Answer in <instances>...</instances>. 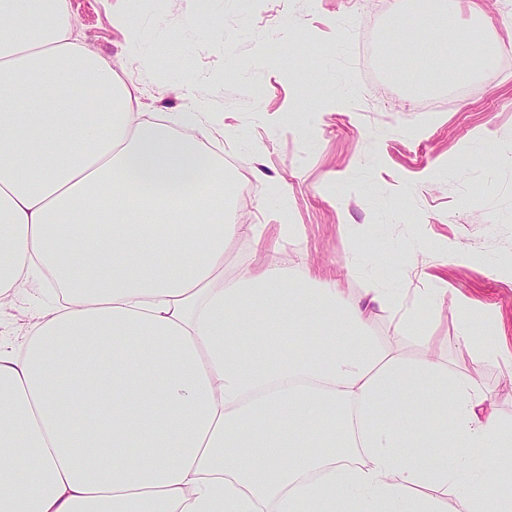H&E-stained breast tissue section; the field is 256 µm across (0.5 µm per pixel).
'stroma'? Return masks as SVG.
<instances>
[{
    "label": "stroma",
    "mask_w": 512,
    "mask_h": 512,
    "mask_svg": "<svg viewBox=\"0 0 512 512\" xmlns=\"http://www.w3.org/2000/svg\"><path fill=\"white\" fill-rule=\"evenodd\" d=\"M122 6L145 28L153 57L120 70L141 88L142 111H182L178 91L190 81L223 114L224 141L240 146L248 187L236 220L278 224L284 197L300 234L274 259L297 272H331L349 302L372 275L398 280L422 262L424 278L445 293L422 310L421 332L402 340L403 352L418 358L432 345L454 374L475 378L512 432V368L502 362L512 356V0H448L449 24L491 61L444 88L434 109L368 55L374 39L385 54L397 48L392 19L409 12L410 0H263L256 11L248 0H196L205 32L186 27L182 0ZM71 9L85 45L116 57L122 35L103 0H71ZM292 30L300 49L289 45ZM304 107L322 118L301 131L291 116ZM247 142L260 152L244 150ZM261 177L278 196H259ZM450 244L471 261L449 260ZM352 253L372 260V270L349 273ZM55 300L44 279L30 280L0 300V336L23 342ZM465 306L477 313V342L496 357L476 359L464 346Z\"/></svg>",
    "instance_id": "stroma-1"
}]
</instances>
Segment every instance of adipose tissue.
Returning a JSON list of instances; mask_svg holds the SVG:
<instances>
[{"label":"adipose tissue","instance_id":"1","mask_svg":"<svg viewBox=\"0 0 512 512\" xmlns=\"http://www.w3.org/2000/svg\"><path fill=\"white\" fill-rule=\"evenodd\" d=\"M393 24L461 42L441 2ZM75 28L70 0H0V295L40 275L65 293L0 342V512H446L452 489L455 512H512L482 464L512 436L476 381L367 333L381 309L406 334L440 286L375 277L347 304L266 258V225L226 221L208 103L139 111ZM239 239L256 258L230 271ZM274 317L327 335L278 352Z\"/></svg>","mask_w":512,"mask_h":512}]
</instances>
